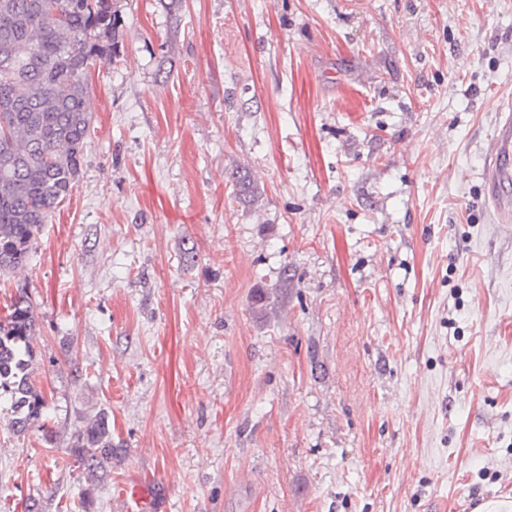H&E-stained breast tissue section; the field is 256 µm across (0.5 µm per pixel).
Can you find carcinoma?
I'll use <instances>...</instances> for the list:
<instances>
[{"label": "carcinoma", "mask_w": 512, "mask_h": 512, "mask_svg": "<svg viewBox=\"0 0 512 512\" xmlns=\"http://www.w3.org/2000/svg\"><path fill=\"white\" fill-rule=\"evenodd\" d=\"M113 0H0V276L23 268L44 224L69 200L91 136L93 72L112 66L118 14ZM0 315V404L9 430L49 427L34 379L37 319L21 291ZM109 416L72 435L69 454L100 481L116 455Z\"/></svg>", "instance_id": "cac0c4a2"}]
</instances>
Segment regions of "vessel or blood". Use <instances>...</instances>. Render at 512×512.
I'll list each match as a JSON object with an SVG mask.
<instances>
[{
	"label": "vessel or blood",
	"instance_id": "b4317fda",
	"mask_svg": "<svg viewBox=\"0 0 512 512\" xmlns=\"http://www.w3.org/2000/svg\"><path fill=\"white\" fill-rule=\"evenodd\" d=\"M496 150L483 167L482 180L487 201L500 223L512 222V116L495 129Z\"/></svg>",
	"mask_w": 512,
	"mask_h": 512
}]
</instances>
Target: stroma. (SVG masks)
I'll use <instances>...</instances> for the list:
<instances>
[{
  "label": "stroma",
  "mask_w": 512,
  "mask_h": 512,
  "mask_svg": "<svg viewBox=\"0 0 512 512\" xmlns=\"http://www.w3.org/2000/svg\"><path fill=\"white\" fill-rule=\"evenodd\" d=\"M114 7L79 181L0 279V309L34 305L53 429L0 414V512H128L133 485L162 512L512 496V223L481 182L512 0ZM101 411L92 487L68 446Z\"/></svg>",
  "instance_id": "1"
}]
</instances>
